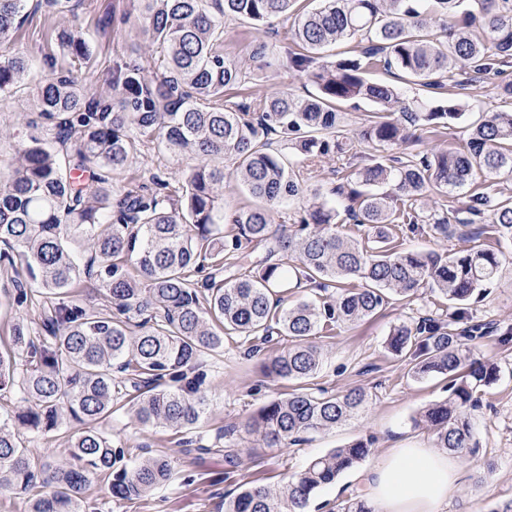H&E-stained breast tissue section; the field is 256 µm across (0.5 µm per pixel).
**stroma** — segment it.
<instances>
[{
    "label": "stroma",
    "mask_w": 512,
    "mask_h": 512,
    "mask_svg": "<svg viewBox=\"0 0 512 512\" xmlns=\"http://www.w3.org/2000/svg\"><path fill=\"white\" fill-rule=\"evenodd\" d=\"M130 10V0H78L74 11L63 19L39 11L13 34L12 44L16 51L35 61L36 74L41 77L48 73L50 62H64L56 32L70 26L80 31L91 46L95 58L91 80L97 84L114 56L130 52L142 41L132 25L105 24L111 16ZM289 26V21L282 18L268 28L225 21L224 54L228 59L248 61L254 44L260 41L268 47L272 66L251 71L246 85L248 93L258 96L286 89L304 96L310 91L305 76L286 64L284 50ZM472 101L474 109L467 121L435 130H417L416 142L402 146V153L412 156L431 149H458L467 140L468 122L503 107L501 97L488 83L477 85ZM372 153L366 142L353 140L348 153L322 159L305 171L304 177L313 188L327 184L332 170L359 168ZM473 242L459 233L447 238L428 227L405 231L396 240L403 250L448 253L468 249ZM477 242L501 253L504 262L493 286L473 304L472 316L493 327L510 325L512 238L484 235ZM447 306V301L424 289L413 298L390 301L369 320L342 327L334 341L320 339L325 362L312 379L311 388L340 395L349 388L360 387L367 394V404L343 424L305 435L299 444L281 448L255 447L252 437L244 432L256 409L292 388L291 382L264 377L259 370L262 356L276 353L277 344H268L263 354L253 355L242 338H225L223 351L205 358L202 366L209 408L199 428L205 443H220V451H186L175 444L170 429L160 424H142L133 409H123L109 423L113 443L126 446L139 457L167 452L174 461L175 475L167 485L131 504L113 502L107 483L92 480L84 493L86 512H224L225 495L239 492L244 484L279 487L289 476L303 470L311 458L357 438L372 442L371 452L360 462L358 470L369 468L387 448L398 444L434 446L433 432L426 426L414 425L413 420L429 404L444 399L445 383L437 378H412L408 363L389 352L387 339L395 325L416 322ZM474 354L495 361L500 374L482 398L475 416L478 446L474 452L461 456V483L443 512H492L493 508L512 501V344L502 345L492 334L476 345ZM230 426L235 427V434L221 437V430ZM229 448L239 458L237 467H229L225 461L223 452Z\"/></svg>",
    "instance_id": "obj_1"
}]
</instances>
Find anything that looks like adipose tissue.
Returning a JSON list of instances; mask_svg holds the SVG:
<instances>
[{"label":"adipose tissue","mask_w":512,"mask_h":512,"mask_svg":"<svg viewBox=\"0 0 512 512\" xmlns=\"http://www.w3.org/2000/svg\"><path fill=\"white\" fill-rule=\"evenodd\" d=\"M460 477L456 454L402 445L386 449L365 483L376 512H441Z\"/></svg>","instance_id":"obj_1"}]
</instances>
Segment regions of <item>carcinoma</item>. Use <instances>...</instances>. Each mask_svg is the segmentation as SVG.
<instances>
[{"label": "carcinoma", "instance_id": "carcinoma-1", "mask_svg": "<svg viewBox=\"0 0 512 512\" xmlns=\"http://www.w3.org/2000/svg\"><path fill=\"white\" fill-rule=\"evenodd\" d=\"M28 2L0 0V105L26 94L40 119L29 125L45 127L54 143L30 134L0 166V279L8 307L25 308L37 293L43 303L37 327H11L26 369L18 376L14 355L0 352V391L16 385L33 400L14 418L43 436L69 426V448L63 459L36 457L0 419V488L24 495L28 512H85L84 490L100 476L113 500H138L173 478L172 460L164 451L125 460L100 423L130 403L142 423L163 424L190 445L188 433L209 406L204 373L195 369L224 337L255 348L287 341L261 369L307 382L323 361L314 339L422 288L448 301V319L397 325L388 348L408 360L413 377L448 380L447 397L415 425L429 427L439 448L462 454L476 446L472 410L500 369L474 358L468 342L494 331L500 343H512V326L491 330L470 314L471 301L498 275L499 255L480 244L448 254L392 243L405 226L430 223L452 235L487 211L492 223L480 233L512 237V202L484 192L469 195L451 219L425 220L408 205L433 189L468 187L479 172L511 178L512 109L483 114L462 149L416 160L386 151L407 143L413 129L461 120L466 104L449 98L447 87L469 89L468 73L500 80L499 94L512 100V81L501 79L512 66V0H318L310 11L298 0H134L155 73L118 54L104 90L84 82L82 69L93 67L89 47L65 28L57 37L67 67L30 80L29 59L8 46ZM40 9L64 16L72 0H36L33 11ZM288 16V66L315 92L227 99L251 66L224 56V21L259 26ZM343 40L356 41L357 50L326 54ZM372 69L415 82L431 97L411 105L394 85L369 80ZM359 102L376 108L358 133L376 155L329 190L343 210L318 193L300 228L279 232L272 211L304 194L302 169L347 152L339 107ZM275 137L295 161L271 149ZM145 148L176 164L179 176L159 169L143 182L123 180ZM228 177L253 206L224 213ZM345 219L367 227V238L338 233ZM84 278L103 290L104 304L71 295ZM292 281L323 295L286 306L276 289ZM337 285L341 293L326 294ZM365 401L361 388L327 396L299 387L259 407L245 428L265 447H282L347 421ZM369 452L363 440L334 448L277 489L255 485L225 496L224 512H309L315 493Z\"/></svg>", "mask_w": 512, "mask_h": 512}]
</instances>
